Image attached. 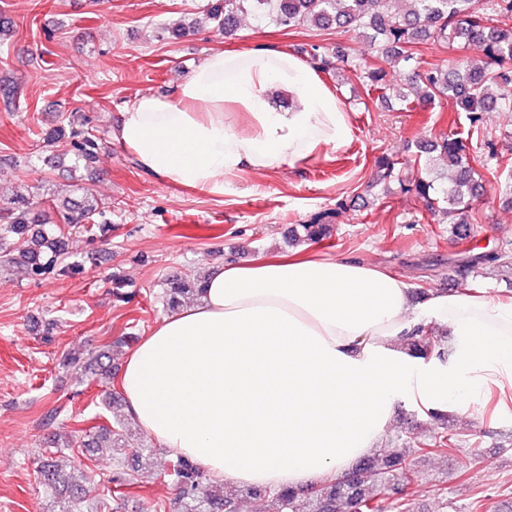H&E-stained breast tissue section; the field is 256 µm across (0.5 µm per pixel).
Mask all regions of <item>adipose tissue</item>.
<instances>
[{"label": "adipose tissue", "mask_w": 512, "mask_h": 512, "mask_svg": "<svg viewBox=\"0 0 512 512\" xmlns=\"http://www.w3.org/2000/svg\"><path fill=\"white\" fill-rule=\"evenodd\" d=\"M113 136L144 171L221 195L245 170L340 151L353 127L318 69L254 47L211 52L174 97L137 96ZM422 322L453 329L452 359L401 345ZM119 387L126 414L209 476L303 489L380 447L399 400L461 414L484 392L512 401V298L415 307L397 275L307 247L225 261L129 354Z\"/></svg>", "instance_id": "1"}]
</instances>
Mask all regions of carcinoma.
<instances>
[{"label": "carcinoma", "instance_id": "1", "mask_svg": "<svg viewBox=\"0 0 512 512\" xmlns=\"http://www.w3.org/2000/svg\"><path fill=\"white\" fill-rule=\"evenodd\" d=\"M211 0L208 19L233 34L239 19L253 15L260 22H273L283 28L307 25L325 30L338 28L366 29L371 42L379 43L381 63L354 61L341 49L329 53L319 44L305 49L311 63L327 73L349 71L366 82L369 90L387 100V68L406 74L413 94L397 93L404 110L419 104L432 105L444 99L457 112H464L472 126H478L482 113L498 107L512 109V0H488L486 11L478 12L474 0ZM432 40L448 46L463 45L475 50L481 59L465 60L442 67L423 61L417 45ZM64 147L61 157H70V172L86 170L95 163L101 138L87 121L73 114L62 116L60 125L44 134L40 149L55 152ZM420 153H436L448 167L444 182L435 186L437 178L425 173L406 185L426 202V210L444 219L452 216L454 233L465 236L470 231L472 200L478 180L470 164L466 140L449 133L438 140L417 145ZM52 204L67 224L93 234L109 231L104 221L105 207L91 194L63 200L52 198ZM333 235V225L317 217L308 224H296L288 232V244L320 243ZM68 242L54 224L43 223L38 201L31 195H16L0 202V263L7 271L41 280L50 275L67 276L78 267L65 263ZM512 267V249L497 254L478 256L466 261V271L473 272L487 262ZM198 274H176L167 277L158 303L172 312L189 297L202 293ZM134 337H116L108 350L97 355L102 382L112 379L110 350L127 346ZM407 350L428 357L436 349L435 327L421 323L404 338ZM107 443L126 453L136 463L146 451L140 437L128 432L123 423L101 425L85 435L81 445L98 448ZM408 452L383 458L369 457L349 472L327 480L307 491L309 512H406L399 493L415 482L414 456L456 451L455 441L446 434L421 440L408 436ZM42 483L66 495L63 512H78L84 498L92 491L95 480L86 472L76 478L63 473L55 462L45 458L38 469ZM169 477L178 489L177 512H238V500L224 493L223 484L203 486V472L196 463L183 456L172 462ZM297 491H264L266 505L260 512H295Z\"/></svg>", "mask_w": 512, "mask_h": 512}]
</instances>
